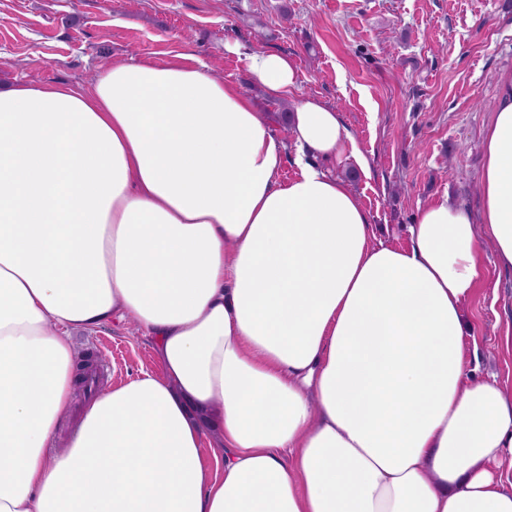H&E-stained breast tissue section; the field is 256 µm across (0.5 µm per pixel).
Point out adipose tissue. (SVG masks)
<instances>
[{
  "mask_svg": "<svg viewBox=\"0 0 512 512\" xmlns=\"http://www.w3.org/2000/svg\"><path fill=\"white\" fill-rule=\"evenodd\" d=\"M224 48L295 96L292 179L202 63L0 88V512H512V395L468 373L463 317L484 244L512 270V74L478 211L431 202L393 246L312 162L352 144L338 112L288 56ZM115 322L157 369L57 449L71 334Z\"/></svg>",
  "mask_w": 512,
  "mask_h": 512,
  "instance_id": "ef3b65f1",
  "label": "adipose tissue"
}]
</instances>
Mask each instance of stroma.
Listing matches in <instances>:
<instances>
[{
	"mask_svg": "<svg viewBox=\"0 0 512 512\" xmlns=\"http://www.w3.org/2000/svg\"><path fill=\"white\" fill-rule=\"evenodd\" d=\"M288 55L298 93L339 112L359 157L323 161L349 178L379 240L404 246L420 207L449 197L479 208L482 145L502 72L512 71V0H0V85L86 86L103 60L159 63L183 54L235 83L285 142L282 179L295 176L296 141L277 123L290 98L268 96L244 57ZM486 277L465 305L478 376L512 393V270L485 249ZM107 355V386L155 371L150 341L112 325L74 338Z\"/></svg>",
	"mask_w": 512,
	"mask_h": 512,
	"instance_id": "1",
	"label": "stroma"
}]
</instances>
